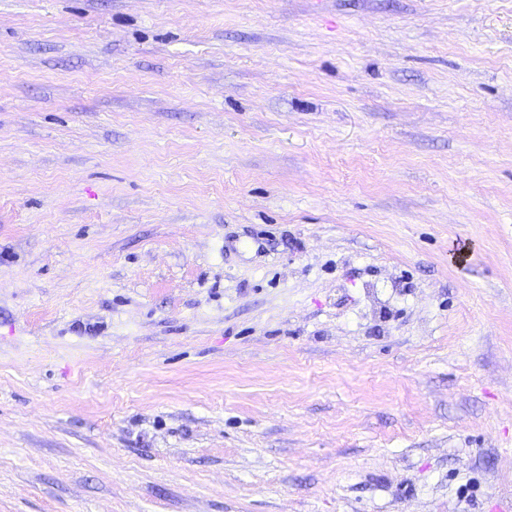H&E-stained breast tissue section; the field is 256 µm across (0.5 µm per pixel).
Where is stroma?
Here are the masks:
<instances>
[{
	"mask_svg": "<svg viewBox=\"0 0 512 512\" xmlns=\"http://www.w3.org/2000/svg\"><path fill=\"white\" fill-rule=\"evenodd\" d=\"M512 0H0V512H500Z\"/></svg>",
	"mask_w": 512,
	"mask_h": 512,
	"instance_id": "stroma-1",
	"label": "stroma"
}]
</instances>
